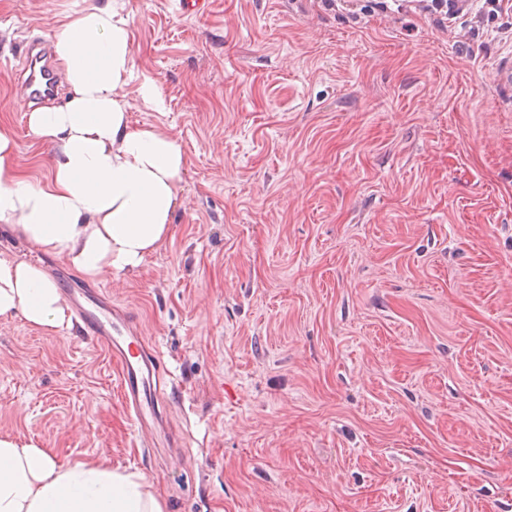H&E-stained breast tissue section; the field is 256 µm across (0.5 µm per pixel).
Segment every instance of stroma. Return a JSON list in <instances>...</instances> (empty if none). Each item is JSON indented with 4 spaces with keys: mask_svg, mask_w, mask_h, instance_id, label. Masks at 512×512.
<instances>
[{
    "mask_svg": "<svg viewBox=\"0 0 512 512\" xmlns=\"http://www.w3.org/2000/svg\"><path fill=\"white\" fill-rule=\"evenodd\" d=\"M75 0H0V125L48 173L19 70ZM117 0L185 202L129 307L180 390L144 448L79 327L0 319V433L142 474L165 512H512V0L436 26L360 0Z\"/></svg>",
    "mask_w": 512,
    "mask_h": 512,
    "instance_id": "1",
    "label": "stroma"
}]
</instances>
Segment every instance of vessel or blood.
Instances as JSON below:
<instances>
[{"instance_id":"1","label":"vessel or blood","mask_w":512,"mask_h":512,"mask_svg":"<svg viewBox=\"0 0 512 512\" xmlns=\"http://www.w3.org/2000/svg\"><path fill=\"white\" fill-rule=\"evenodd\" d=\"M20 79L33 99L50 94L55 86L53 67L38 52L29 53ZM72 309L84 335L104 347L118 367L124 406L139 434L144 436L149 428L163 427L165 408L173 401V382L157 351L149 349L138 335L135 315L103 306L92 310L77 299Z\"/></svg>"}]
</instances>
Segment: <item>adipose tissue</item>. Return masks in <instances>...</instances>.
I'll return each instance as SVG.
<instances>
[{"instance_id": "adipose-tissue-1", "label": "adipose tissue", "mask_w": 512, "mask_h": 512, "mask_svg": "<svg viewBox=\"0 0 512 512\" xmlns=\"http://www.w3.org/2000/svg\"><path fill=\"white\" fill-rule=\"evenodd\" d=\"M51 41L69 95L27 114L31 136L52 150L50 175L35 183L20 174L10 162L14 134L0 125V225L91 279L138 267L171 235L186 155L174 134L130 122V110L165 104L152 84L128 96L132 44L113 0H84ZM18 314L54 330L65 322L66 298L39 265L0 256V319ZM0 512H164V505L141 474L62 463L35 442L0 434Z\"/></svg>"}]
</instances>
